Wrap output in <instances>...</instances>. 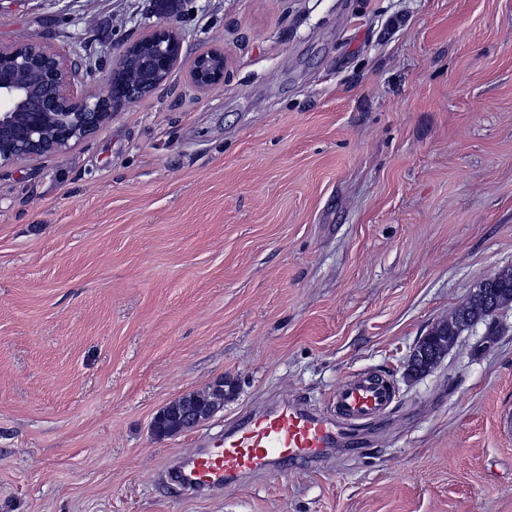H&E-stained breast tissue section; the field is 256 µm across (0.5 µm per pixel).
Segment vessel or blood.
Segmentation results:
<instances>
[{
    "label": "vessel or blood",
    "mask_w": 512,
    "mask_h": 512,
    "mask_svg": "<svg viewBox=\"0 0 512 512\" xmlns=\"http://www.w3.org/2000/svg\"><path fill=\"white\" fill-rule=\"evenodd\" d=\"M394 400L393 390L371 374L350 376L337 391L330 414L311 413L296 403L256 414L181 461L178 482L190 492L219 489L275 462L318 459L345 444L348 428L384 413Z\"/></svg>",
    "instance_id": "b4317fda"
}]
</instances>
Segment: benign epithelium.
Wrapping results in <instances>:
<instances>
[{
  "label": "benign epithelium",
  "mask_w": 512,
  "mask_h": 512,
  "mask_svg": "<svg viewBox=\"0 0 512 512\" xmlns=\"http://www.w3.org/2000/svg\"><path fill=\"white\" fill-rule=\"evenodd\" d=\"M185 36L168 21L124 45L107 76L108 92L78 85L68 56L34 38L0 46V170L35 163L68 151L112 122L122 106L144 100L161 89L177 68L186 70L199 92L224 81V48L214 47L187 57ZM436 348H413L411 367L431 369ZM212 417L209 407L192 395L169 403L154 417L153 432L162 437L165 419L178 432L197 429Z\"/></svg>",
  "instance_id": "benign-epithelium-1"
}]
</instances>
